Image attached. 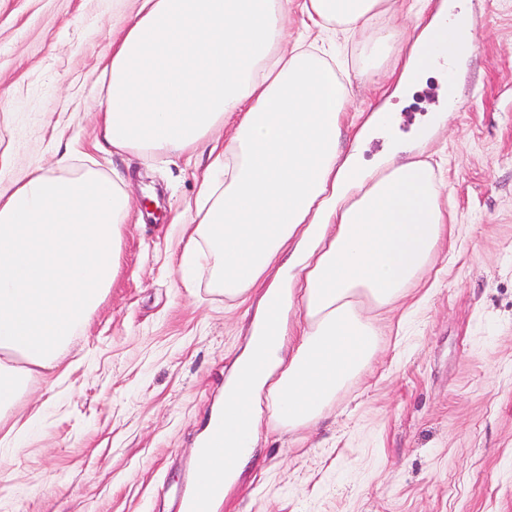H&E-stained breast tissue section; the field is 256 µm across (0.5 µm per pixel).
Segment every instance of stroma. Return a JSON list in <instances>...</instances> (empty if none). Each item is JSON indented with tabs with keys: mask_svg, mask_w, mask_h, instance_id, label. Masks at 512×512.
<instances>
[{
	"mask_svg": "<svg viewBox=\"0 0 512 512\" xmlns=\"http://www.w3.org/2000/svg\"><path fill=\"white\" fill-rule=\"evenodd\" d=\"M134 0H0V192L35 168L123 174L121 268L100 307L0 416V512H179L193 450L247 335V311L201 264L176 270L208 144L181 156L98 144L101 72ZM483 22L453 79L405 100L362 71L366 46L415 32L393 0L336 57L349 149L386 106L434 169L452 233L420 284L379 314L362 374L315 426L269 415L252 464L216 512H512V0H466ZM455 97H448V89Z\"/></svg>",
	"mask_w": 512,
	"mask_h": 512,
	"instance_id": "35a3bbf8",
	"label": "stroma"
}]
</instances>
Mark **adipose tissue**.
<instances>
[{
    "instance_id": "adipose-tissue-1",
    "label": "adipose tissue",
    "mask_w": 512,
    "mask_h": 512,
    "mask_svg": "<svg viewBox=\"0 0 512 512\" xmlns=\"http://www.w3.org/2000/svg\"><path fill=\"white\" fill-rule=\"evenodd\" d=\"M112 34L100 137L115 153L180 155L218 124L233 151L209 150L180 270L213 264L225 297L258 293L250 336L224 383V457L195 448L204 476L233 485L251 462L262 412L296 429L318 422L373 357L371 310L416 287L449 234L429 164L395 142L370 171L339 146L348 86L326 48L289 46L299 6L313 28L356 31L383 0H138ZM456 0L418 36L387 32L363 70L397 53L392 91L406 98L428 75H452L473 46ZM119 174L33 171L0 194V410L26 378L54 369L59 349L103 300L119 270L129 198ZM303 322L286 344L292 310Z\"/></svg>"
}]
</instances>
